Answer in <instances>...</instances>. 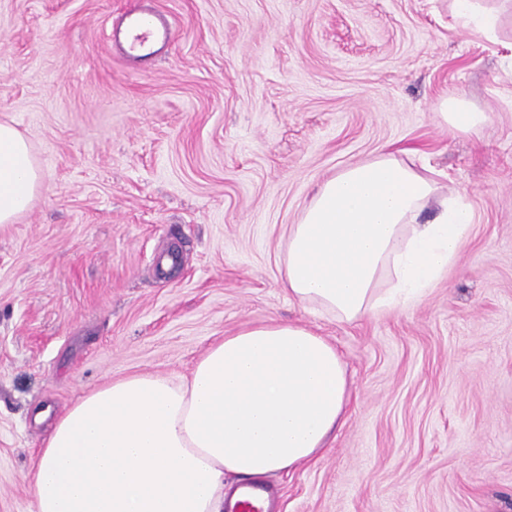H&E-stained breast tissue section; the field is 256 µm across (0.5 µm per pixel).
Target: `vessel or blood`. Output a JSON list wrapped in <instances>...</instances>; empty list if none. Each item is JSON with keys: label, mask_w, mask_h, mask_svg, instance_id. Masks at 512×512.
I'll list each match as a JSON object with an SVG mask.
<instances>
[{"label": "vessel or blood", "mask_w": 512, "mask_h": 512, "mask_svg": "<svg viewBox=\"0 0 512 512\" xmlns=\"http://www.w3.org/2000/svg\"><path fill=\"white\" fill-rule=\"evenodd\" d=\"M172 34L168 18L156 11L145 13L126 11L119 25L112 29V40L121 44L124 55L130 60L156 56ZM265 490L257 485L245 486L239 499L225 503L224 512H263L258 502Z\"/></svg>", "instance_id": "b4317fda"}]
</instances>
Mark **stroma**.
Segmentation results:
<instances>
[{"instance_id": "35a3bbf8", "label": "stroma", "mask_w": 512, "mask_h": 512, "mask_svg": "<svg viewBox=\"0 0 512 512\" xmlns=\"http://www.w3.org/2000/svg\"><path fill=\"white\" fill-rule=\"evenodd\" d=\"M139 0H0V122L42 174L0 224V512L54 413L140 372L189 374L247 324L333 343L351 394L318 459L269 477L279 512H512V17L498 41L449 0H149L172 25L148 64L112 24ZM462 94L480 136L434 119ZM417 149L475 214L418 302L343 324L281 286L317 187Z\"/></svg>"}]
</instances>
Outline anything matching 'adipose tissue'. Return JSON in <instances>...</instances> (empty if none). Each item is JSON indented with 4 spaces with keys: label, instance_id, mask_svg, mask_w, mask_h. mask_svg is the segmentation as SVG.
Instances as JSON below:
<instances>
[{
    "label": "adipose tissue",
    "instance_id": "1",
    "mask_svg": "<svg viewBox=\"0 0 512 512\" xmlns=\"http://www.w3.org/2000/svg\"><path fill=\"white\" fill-rule=\"evenodd\" d=\"M512 0H451L453 18L493 40ZM436 119L479 135L490 116L465 96ZM40 186L30 148L0 123V224ZM428 209L435 217L420 223ZM470 208L385 151L322 182L288 229L282 286L341 323L396 311L447 273L469 240ZM349 401L343 361L309 327L271 321L213 343L186 376L135 373L52 416L33 470V512H224V477L265 478L317 458Z\"/></svg>",
    "mask_w": 512,
    "mask_h": 512
}]
</instances>
